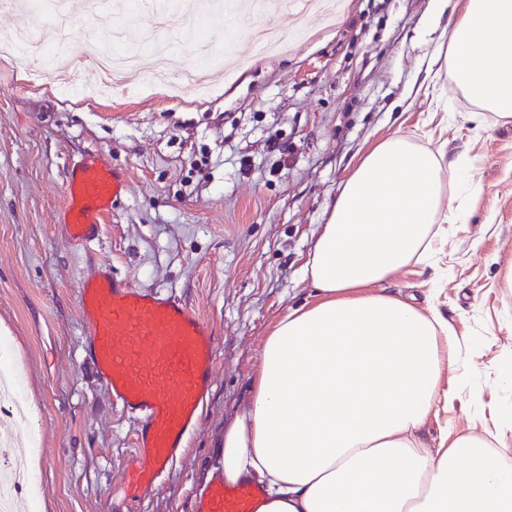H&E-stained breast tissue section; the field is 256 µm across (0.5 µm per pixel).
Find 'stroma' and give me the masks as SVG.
Instances as JSON below:
<instances>
[{"label": "stroma", "instance_id": "stroma-1", "mask_svg": "<svg viewBox=\"0 0 512 512\" xmlns=\"http://www.w3.org/2000/svg\"><path fill=\"white\" fill-rule=\"evenodd\" d=\"M129 25L151 44L129 42L132 91L99 95L98 69L58 64L29 80L31 56L0 58V339L32 424L0 445L30 454L31 483L20 498L33 512H192L208 481L224 427L247 400L261 344L288 308L311 300L302 279L326 207L340 183L378 141L413 134L418 144L470 159L483 195L470 205L447 175L462 210L439 270L410 266L385 284L390 294L432 301L473 352L449 373L467 385L449 410V430L494 429L512 407V290L501 288L496 258H512V118L486 113L449 73L428 80L423 55L443 34L429 0H344L339 20L309 14L297 31L289 8L251 16L214 12L206 47L220 64L202 68L200 92L173 96L148 85L158 62L171 76L196 66L195 43L169 46L190 17L173 11L154 23L130 0ZM257 24L284 37L255 54L239 32ZM112 15L70 16V46L110 43ZM418 96L409 91L419 85ZM124 170L131 189L98 239L76 245L63 222L67 170L84 154ZM102 264L138 287L173 292L213 323L217 373L201 424L182 454L138 504L126 501L119 468L133 424L111 404L90 363L78 311L80 279Z\"/></svg>", "mask_w": 512, "mask_h": 512}]
</instances>
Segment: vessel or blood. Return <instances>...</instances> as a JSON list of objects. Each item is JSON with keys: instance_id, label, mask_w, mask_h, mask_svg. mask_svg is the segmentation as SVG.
<instances>
[{"instance_id": "obj_1", "label": "vessel or blood", "mask_w": 512, "mask_h": 512, "mask_svg": "<svg viewBox=\"0 0 512 512\" xmlns=\"http://www.w3.org/2000/svg\"><path fill=\"white\" fill-rule=\"evenodd\" d=\"M66 182L64 221L78 244L97 238L102 218L130 191L125 174L91 154L69 168ZM78 307L98 377L113 407L135 424L121 486L136 503L200 425L214 385L215 328L175 295L140 288L106 265L80 280ZM261 497L249 481L225 483L218 462L194 512H257Z\"/></svg>"}]
</instances>
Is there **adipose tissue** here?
Segmentation results:
<instances>
[{
  "label": "adipose tissue",
  "mask_w": 512,
  "mask_h": 512,
  "mask_svg": "<svg viewBox=\"0 0 512 512\" xmlns=\"http://www.w3.org/2000/svg\"><path fill=\"white\" fill-rule=\"evenodd\" d=\"M430 12L448 19L456 86L512 118V0H430ZM468 166L394 134L338 190L303 271L319 298L273 326L224 430V480L260 485L258 512H512V463L485 435L436 449L422 435L457 398L448 364L467 346L436 310L380 289L435 267L453 216L442 172Z\"/></svg>",
  "instance_id": "obj_1"
}]
</instances>
